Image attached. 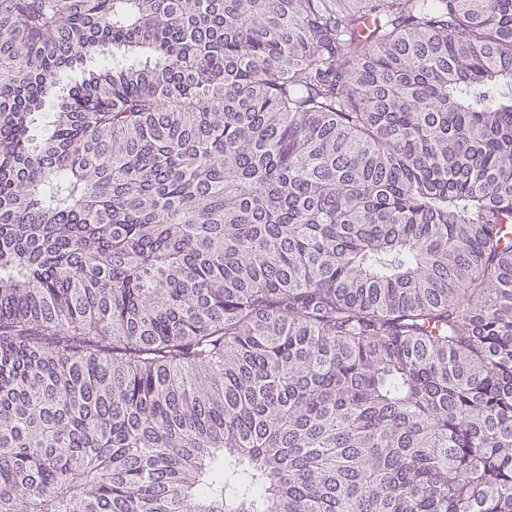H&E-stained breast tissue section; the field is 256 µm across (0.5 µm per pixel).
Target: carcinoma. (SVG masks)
Returning a JSON list of instances; mask_svg holds the SVG:
<instances>
[{
	"label": "carcinoma",
	"instance_id": "cac0c4a2",
	"mask_svg": "<svg viewBox=\"0 0 512 512\" xmlns=\"http://www.w3.org/2000/svg\"><path fill=\"white\" fill-rule=\"evenodd\" d=\"M0 512H512V0H0Z\"/></svg>",
	"mask_w": 512,
	"mask_h": 512
}]
</instances>
